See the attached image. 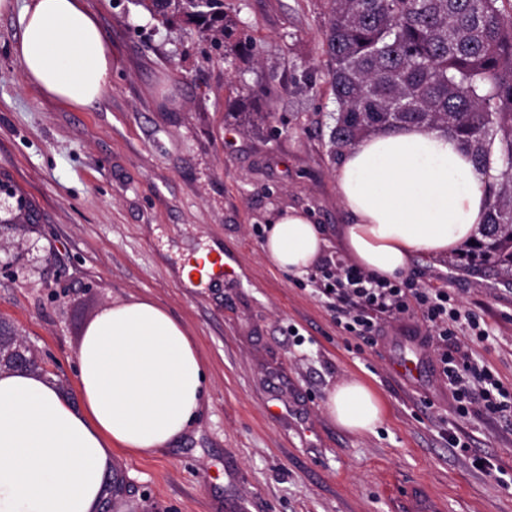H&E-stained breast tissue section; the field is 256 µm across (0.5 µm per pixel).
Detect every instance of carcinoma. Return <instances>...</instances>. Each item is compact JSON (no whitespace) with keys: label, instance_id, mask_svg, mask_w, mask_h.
Returning a JSON list of instances; mask_svg holds the SVG:
<instances>
[{"label":"carcinoma","instance_id":"carcinoma-1","mask_svg":"<svg viewBox=\"0 0 512 512\" xmlns=\"http://www.w3.org/2000/svg\"><path fill=\"white\" fill-rule=\"evenodd\" d=\"M218 43L223 0H138ZM335 99L332 158L381 128H443L488 175V221L471 255L512 270V0H319ZM494 169L497 174H489ZM22 342L0 331V366Z\"/></svg>","mask_w":512,"mask_h":512}]
</instances>
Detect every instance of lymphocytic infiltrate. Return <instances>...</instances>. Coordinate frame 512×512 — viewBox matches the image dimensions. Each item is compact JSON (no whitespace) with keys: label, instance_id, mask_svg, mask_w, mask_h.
I'll return each mask as SVG.
<instances>
[{"label":"lymphocytic infiltrate","instance_id":"obj_1","mask_svg":"<svg viewBox=\"0 0 512 512\" xmlns=\"http://www.w3.org/2000/svg\"><path fill=\"white\" fill-rule=\"evenodd\" d=\"M327 281L323 294L337 326L367 344L376 341L382 325L397 323L410 308L418 309L427 327L433 369L460 417L512 416V389L478 367L468 342L460 338L468 331L482 341L488 329L472 311L451 306L447 288L394 283L340 262L329 269Z\"/></svg>","mask_w":512,"mask_h":512}]
</instances>
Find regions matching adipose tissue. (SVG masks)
Masks as SVG:
<instances>
[{
    "mask_svg": "<svg viewBox=\"0 0 512 512\" xmlns=\"http://www.w3.org/2000/svg\"><path fill=\"white\" fill-rule=\"evenodd\" d=\"M17 11L24 79L73 107L99 101L112 82V48L83 0H0ZM351 217L341 229L351 263L396 280L414 255L446 256L484 224V175L444 131H380L344 155L336 173ZM326 246L305 212L276 217L262 244L268 262L302 274ZM77 399L48 378L0 372V512H97L108 495L112 451L150 454L196 418L206 389L197 346L162 306L141 299L104 310L77 356ZM327 415L352 433L373 431L382 409L362 382L335 387Z\"/></svg>",
    "mask_w": 512,
    "mask_h": 512,
    "instance_id": "obj_1",
    "label": "adipose tissue"
}]
</instances>
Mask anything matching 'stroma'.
<instances>
[{
    "label": "stroma",
    "mask_w": 512,
    "mask_h": 512,
    "mask_svg": "<svg viewBox=\"0 0 512 512\" xmlns=\"http://www.w3.org/2000/svg\"><path fill=\"white\" fill-rule=\"evenodd\" d=\"M112 44V83L74 108L29 86L17 15L0 14V320L45 375L76 397L77 353L103 309L150 298L182 322L208 376L203 409L172 447L113 450L122 483L100 512H512V422L458 417L429 373L399 380L394 362L424 336L408 313L376 344L337 328L318 291L262 251L275 214L307 212L335 256L350 217L328 155L336 103L322 57L317 0H224L249 54L215 48L181 16L153 19L136 0H85ZM313 83H304V73ZM34 223L16 224L19 210ZM234 257L241 283L190 288L188 254ZM447 284L487 323L473 357L512 387V274L452 254L415 255L407 273ZM358 378L383 405L355 435L325 413L329 392ZM284 409L276 417V409ZM472 455H450L449 436Z\"/></svg>",
    "instance_id": "obj_1"
}]
</instances>
